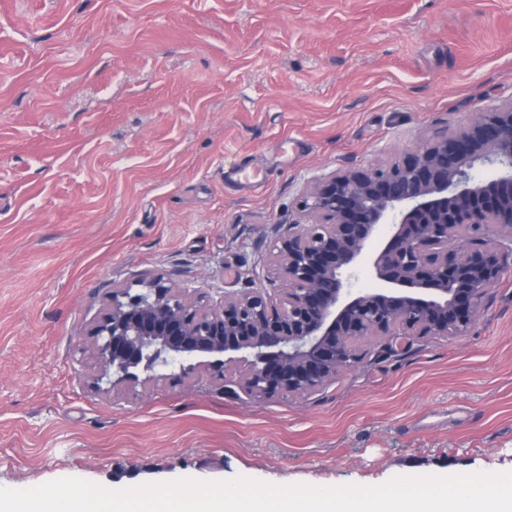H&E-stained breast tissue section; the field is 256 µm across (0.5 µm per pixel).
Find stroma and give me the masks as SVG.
Instances as JSON below:
<instances>
[{"label":"stroma","mask_w":512,"mask_h":512,"mask_svg":"<svg viewBox=\"0 0 512 512\" xmlns=\"http://www.w3.org/2000/svg\"><path fill=\"white\" fill-rule=\"evenodd\" d=\"M509 98L512 0H0V487L512 471V270L467 336L304 397L114 393L89 348L148 271L277 291L309 181Z\"/></svg>","instance_id":"obj_1"}]
</instances>
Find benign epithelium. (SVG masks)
<instances>
[{
  "instance_id": "7a95c632",
  "label": "benign epithelium",
  "mask_w": 512,
  "mask_h": 512,
  "mask_svg": "<svg viewBox=\"0 0 512 512\" xmlns=\"http://www.w3.org/2000/svg\"><path fill=\"white\" fill-rule=\"evenodd\" d=\"M299 207L306 222L269 258L276 297L249 279L215 300L161 272L114 286L92 333L95 385L207 366L251 398L303 397L355 370L366 343L467 335L512 268V98L393 161L313 179ZM356 267L373 287L350 288Z\"/></svg>"
}]
</instances>
